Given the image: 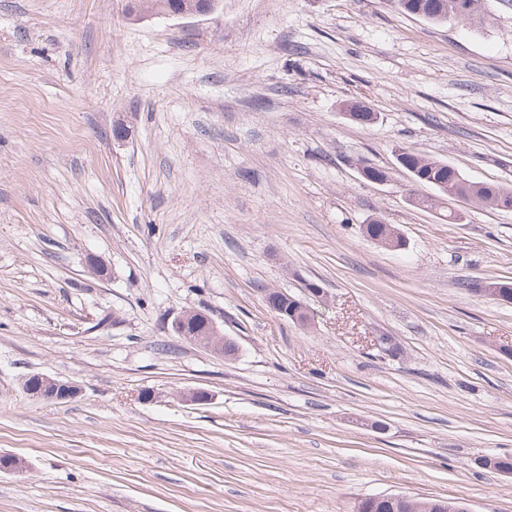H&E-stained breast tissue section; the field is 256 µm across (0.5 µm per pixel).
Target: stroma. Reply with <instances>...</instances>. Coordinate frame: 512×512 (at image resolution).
<instances>
[{
	"instance_id": "obj_1",
	"label": "stroma",
	"mask_w": 512,
	"mask_h": 512,
	"mask_svg": "<svg viewBox=\"0 0 512 512\" xmlns=\"http://www.w3.org/2000/svg\"><path fill=\"white\" fill-rule=\"evenodd\" d=\"M128 5L0 0V454L28 464L0 472V512H512V474L478 464L512 456V304L469 288L512 278V212L441 221L396 160L512 186V5ZM375 218L405 251L364 237ZM309 282V326L264 301ZM197 308L233 360L172 332ZM33 373L82 393L32 398ZM176 1H180V5L182 7L176 10L172 9L168 12V14L181 17L212 13L219 7L220 3L222 2L221 0H202L201 6L199 8L187 9L183 6V1H186L187 3V1L197 0H135L134 3L129 6V14H134L136 16L139 12H165L173 5V2ZM406 2V4L410 5L409 7L404 8L398 2L397 5L408 14L415 15V11L435 14L436 9L439 8V12L444 11L448 13L447 22L455 19H471L476 17L482 7H484V3L481 0H410ZM441 500L429 498H407L404 495H378L360 499L354 512H437L436 503ZM406 503V504H405ZM383 510V511H380Z\"/></svg>"
}]
</instances>
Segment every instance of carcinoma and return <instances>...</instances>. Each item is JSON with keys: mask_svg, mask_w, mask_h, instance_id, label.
I'll return each mask as SVG.
<instances>
[{"mask_svg": "<svg viewBox=\"0 0 512 512\" xmlns=\"http://www.w3.org/2000/svg\"><path fill=\"white\" fill-rule=\"evenodd\" d=\"M175 0H134L129 6V14L158 11L165 12ZM484 7L483 0H408L403 11L414 14L422 11L428 14L436 10L448 12V20L471 19ZM403 168L415 170L421 193L418 194L413 207L417 209L437 210L450 215L452 208L459 201H468L496 210H512V188L484 182H472L465 179L456 169L440 160L428 159L408 150L404 152ZM363 234L381 243L393 251L406 249V240L396 232V228L378 219L363 226ZM436 499L410 498L402 512H436Z\"/></svg>", "mask_w": 512, "mask_h": 512, "instance_id": "1", "label": "carcinoma"}]
</instances>
